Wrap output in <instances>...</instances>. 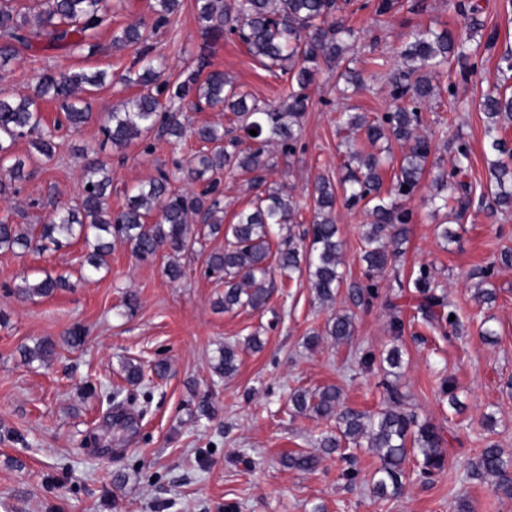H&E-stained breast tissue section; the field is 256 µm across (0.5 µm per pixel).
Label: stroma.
Returning <instances> with one entry per match:
<instances>
[{"label":"stroma","instance_id":"1","mask_svg":"<svg viewBox=\"0 0 512 512\" xmlns=\"http://www.w3.org/2000/svg\"><path fill=\"white\" fill-rule=\"evenodd\" d=\"M373 2L351 0L344 11L361 33L347 59L361 72L364 88L341 94L339 66L323 67L308 89L309 107L293 151L273 150L268 182L287 185L299 203L291 227L296 239L313 220L315 180L337 185L345 174L338 113L389 110V76L403 69L401 52L414 29L429 25L456 37L467 31L456 0H398L384 16L375 14ZM478 2L483 28L470 43L476 70L464 76L458 67H446L438 78V102L422 110V129L434 150L418 190L405 202L413 218L396 262L367 275L360 259L367 209L336 202L344 279L333 305L320 304L305 280L275 274L263 309H218L214 302L224 286L205 270L208 253L224 246L220 237L186 254L185 276L174 283L162 272L163 258L139 260L124 245L115 246L106 267L85 280L82 243L22 257L0 251V512H458L462 502L470 512H512V500L498 496L490 478L473 471L488 444L512 455V264L499 259L503 249H512V209H490L485 199L487 140L479 110L482 96L500 82V55L512 50V0ZM153 3L112 0V24L100 30L96 50L43 51L35 59L25 53L0 71V89L16 96L31 93L42 67L103 70L113 78L90 98V122L63 136L58 157L30 166L18 194L0 199V222L41 224L54 207L77 197L84 148L100 139L112 108L136 93L117 80L134 51L112 47L113 31L127 24L140 23L151 33L153 53L170 81L183 80L203 56L210 69L224 72L257 102L278 103L284 77L265 69L237 38L205 40L194 0H182L162 26ZM462 143L470 153L468 203L455 211L435 210L434 180L452 170ZM198 149L192 139L175 146L153 136L112 150V208L120 209L128 190L157 170L181 179L180 164ZM255 194L248 176L224 175L218 198L225 224ZM445 228L453 239L441 237ZM423 268L455 310L456 325L430 324L410 309L391 308ZM46 272L69 275L71 288L49 298L17 296L23 277ZM481 289L493 290L494 300L480 302ZM129 291L139 298L130 314L123 307ZM337 312L354 322L352 337L340 344L325 334ZM77 327L85 342L72 348L63 338ZM486 328L494 332L488 340L481 335ZM315 333L318 344L308 345ZM252 336L261 340L260 349L246 348ZM43 338L56 343L54 356L44 364L25 362L22 348ZM227 343L237 345L239 361L236 372L224 377L212 363ZM394 347L402 350L403 363L392 375L380 358ZM127 359L141 362L152 387L150 403L128 404L136 420L130 429L112 425L106 407L85 389L89 382L123 385L121 364ZM158 361L167 365L161 377L152 371ZM448 378L460 409L451 408L441 392ZM327 385L341 389L346 407L368 414L389 405L386 388L394 386L403 408L444 436V471L424 480L416 461H407L402 493L380 499L370 491L378 457L367 446L349 449L351 479L335 453L310 472L285 466L283 454L319 451L321 437L336 430L335 422L296 413L290 392ZM119 474L120 484L114 481Z\"/></svg>","mask_w":512,"mask_h":512}]
</instances>
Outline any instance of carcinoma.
<instances>
[{
  "label": "carcinoma",
  "instance_id": "obj_1",
  "mask_svg": "<svg viewBox=\"0 0 512 512\" xmlns=\"http://www.w3.org/2000/svg\"><path fill=\"white\" fill-rule=\"evenodd\" d=\"M154 2L159 25L168 23L180 5L179 0ZM44 4L45 8L29 20L4 0L0 3L1 70L20 56L21 50L32 49L33 37L44 38L51 48L86 47L93 51L96 44L91 39L111 21L112 0H44ZM195 9L206 37L218 40L226 34L235 35L269 71L287 76L289 84L280 103L261 107L248 102L247 96L238 92L218 70L203 77L199 69L171 86L162 80L161 65L150 56L149 35L138 25L124 27L113 34L112 45L140 46L139 68L127 71L120 81L138 86L141 91L123 107L112 109L107 123L101 127L103 139L91 152L99 154L109 145L123 147L134 140L147 139L154 132L175 142L189 134L203 143L205 149L187 160L183 177L189 183L202 184V189L197 193L176 191L171 187L169 173L160 169L135 186L125 206L114 212L109 204L112 167L98 157L85 167L76 204L55 212L43 224L22 227L1 222L0 249L26 254L32 250H58L65 243L80 240L85 251L82 266L96 273L106 265V257L119 242L128 245L139 259L159 254L165 257L163 273L175 282L184 276L179 257L193 251L201 238L191 222L200 216L208 235L222 234L227 238L224 250L210 253L206 261L207 274L224 280V293L216 299L220 308L232 311L240 307H265L270 298L265 281L273 266L289 279L306 277L318 300L331 304L342 280L341 243L334 216L336 187L322 177L315 181L310 242L280 248L274 253V235L295 216L288 190L283 186H266L251 205L235 214L234 223L226 229L220 202L212 197L213 177L226 171L252 173L253 182L262 185L265 172L271 167L269 146L276 144L288 152L298 139L309 102L307 89L321 64L338 63L358 35L340 15L344 6L339 0H195ZM403 56L404 70L389 80L392 106L388 112L374 119L358 112L341 114V127L349 132L344 140L346 175L342 188L348 204L363 201L369 205L371 222L363 225L362 231L363 261L369 272L387 267L395 256L390 246L398 247L407 239L412 213L403 201L419 186L433 151L432 139L419 133L421 107L437 96L435 78L440 67L453 60L463 74L477 67L475 54L464 44L456 42L448 32L430 27L412 32ZM105 85L103 71L56 73L40 69L32 94L16 98L0 91V171L9 176V182L0 181L1 197L18 192L15 184L26 179V163L48 161L60 146L55 131L44 125L41 102H58L67 127L75 133L91 118L82 106L81 95L88 96ZM191 96L194 100L190 104L195 107L203 103L212 107L222 105L234 112L253 145L242 148L238 138L225 139L224 129L216 125L204 124L188 130L175 115L163 113L162 100L182 103ZM480 109L488 137L492 201L501 208H511L512 148L501 132L512 125V92L495 89L483 97ZM252 129L257 135H250ZM391 136L401 142L404 151L393 186L384 192L383 148L379 143ZM22 138L29 139L37 155L23 159L15 154L14 146ZM469 161V149L462 144L457 148L452 171L435 180L442 207L461 201L460 193L467 191V185L458 181L457 176ZM272 258L273 266L269 265ZM67 287L65 276L47 273L32 282L23 278L17 293L33 299L49 297ZM413 288L422 316L430 317L433 308L445 306L444 297L436 293L426 271L419 270ZM326 334L337 342L347 340L353 334L352 317L334 314L327 323ZM55 349L53 341L44 339L22 349V354L28 362L44 363ZM237 357L236 346L224 345L212 365L214 373L233 374ZM123 371L127 384L144 385L142 365L128 361ZM100 391L112 401V418L123 421L127 427L133 425V418L122 410V390L102 387ZM389 393L392 405L376 415L343 408L341 391L334 385L313 393L298 389L290 396L296 412L336 420L339 434H328L320 441L324 453L332 454L344 442L358 446L361 439L368 440L379 459L373 490L381 497L401 494L408 457L419 459L425 476L443 471L447 459L440 432L428 421H421L415 413L401 408L395 389H389ZM320 462L321 457L312 453L294 452L283 457L286 466L302 471H313ZM475 470L495 478V493L512 498V458L505 456L502 449L491 444L482 449Z\"/></svg>",
  "mask_w": 512,
  "mask_h": 512
}]
</instances>
